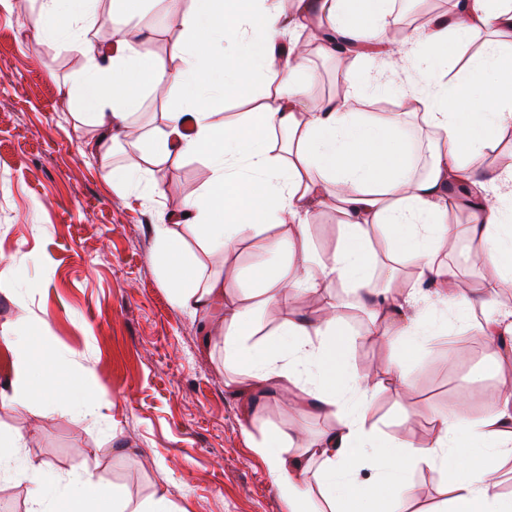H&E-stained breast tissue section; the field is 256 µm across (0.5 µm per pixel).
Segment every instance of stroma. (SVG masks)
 Listing matches in <instances>:
<instances>
[{
  "instance_id": "1",
  "label": "stroma",
  "mask_w": 512,
  "mask_h": 512,
  "mask_svg": "<svg viewBox=\"0 0 512 512\" xmlns=\"http://www.w3.org/2000/svg\"><path fill=\"white\" fill-rule=\"evenodd\" d=\"M39 7L40 0L0 5V335L26 323L43 357L29 368L23 405L0 407V431L30 436L21 451L29 470L46 465L65 477L86 463L134 503L162 489L180 512H289L254 441L278 429L299 449L336 420L289 409L274 390L246 388L222 340L208 339L209 318L172 302L155 258L154 225L174 224L205 273L221 271L193 234L174 223L183 202L202 191L206 164L170 157L164 194L154 199L113 188L105 170L141 158L114 145L97 149L100 129L70 93L81 58L61 39L37 40ZM113 17L114 27L149 38L166 66L177 64L180 29L163 7L138 21ZM306 50L317 75L316 102L342 97L353 82L368 83L385 69L387 90L362 109L399 117L411 162L426 164L429 140L407 107L412 68L384 60L340 64L315 45ZM448 221L459 232V249L452 259L440 254V262L455 261L471 287H484L488 275L476 258L467 213L451 210ZM341 299L344 322L357 335L348 350L352 370L360 374L394 359L410 381L406 397L383 392L372 401V422L391 436L427 447L434 415L478 418L497 401L503 382L512 381V361L486 369L478 320L449 319L447 331L408 351L367 335L368 316L351 307V294ZM320 304L301 294L265 307L257 323L269 333ZM51 369L102 389L96 416L71 406L47 412L57 391L45 381ZM445 482L440 470L416 471L407 512H438Z\"/></svg>"
}]
</instances>
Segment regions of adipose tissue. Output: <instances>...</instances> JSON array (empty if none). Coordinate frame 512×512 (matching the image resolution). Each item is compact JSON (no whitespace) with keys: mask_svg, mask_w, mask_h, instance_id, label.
<instances>
[{"mask_svg":"<svg viewBox=\"0 0 512 512\" xmlns=\"http://www.w3.org/2000/svg\"><path fill=\"white\" fill-rule=\"evenodd\" d=\"M191 0L181 8L168 0L181 29L180 63L155 62L147 41L114 31L108 44L86 37L99 22L96 0H41L38 30L64 36L82 60L74 92L85 115L113 141H123L150 163V170L118 169L115 184L148 182L161 194L158 170L171 154L203 156L209 178L201 194L184 201L183 220L209 253L230 258L239 249L274 257L253 268L254 287L238 277H205L179 237L165 224L153 227L156 258L174 304L195 313L224 312V353L252 388L276 386L331 414L335 426L308 448L292 452L282 431L265 435L254 451L290 512H403L420 468L447 475L443 512H512V494L501 492V469L512 459V384L475 420L435 415V438L418 448L384 439L368 423L372 397L400 394L409 381L395 361L376 374L349 369L352 338L342 327L340 303L323 315L286 321L268 339L258 338L259 310L301 293L342 288L360 296L370 312L373 335L413 348L446 328L425 308L437 298L459 322L481 312L480 334L490 365L512 360V309L498 303L512 289V166L478 170L474 161L512 132V0H455L452 10L411 32L392 34V0ZM350 43V57L366 60L379 50L399 64H413L425 89L416 97L421 130L431 134L433 154L424 171L403 155V130L393 117L357 111L361 84L339 99L311 103L306 58L288 36L314 23ZM482 51L463 77L436 83L475 37ZM265 77L272 101L219 124L210 110L219 99L244 96L253 76ZM145 90L177 91L180 105L164 126L131 130ZM336 203L343 215L336 247L323 255L313 247L309 224L316 205ZM469 211L468 232L480 245L478 259L491 272L486 288L465 287L437 260L454 250L450 209ZM411 265L412 281L399 279ZM28 436L0 433V468L28 481V512H176L164 492L129 504L121 486L103 482L82 465L69 479L44 471L27 476L19 457ZM371 460L373 474L357 470Z\"/></svg>","mask_w":512,"mask_h":512,"instance_id":"1","label":"adipose tissue"}]
</instances>
